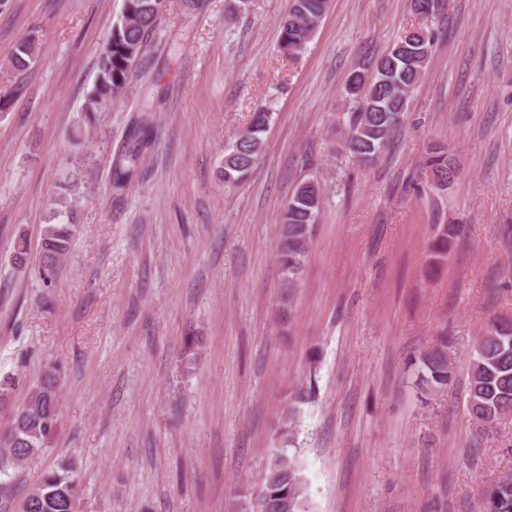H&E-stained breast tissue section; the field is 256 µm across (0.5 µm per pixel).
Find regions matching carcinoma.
I'll list each match as a JSON object with an SVG mask.
<instances>
[{
    "label": "carcinoma",
    "instance_id": "cac0c4a2",
    "mask_svg": "<svg viewBox=\"0 0 512 512\" xmlns=\"http://www.w3.org/2000/svg\"><path fill=\"white\" fill-rule=\"evenodd\" d=\"M329 7V0H290L280 25L278 46L288 57L300 55ZM164 0H124L121 18L112 25L106 45L97 57V76L84 103V118L93 122L112 96L128 85L132 69L143 57L159 28ZM411 11L420 17L433 14L439 0H410ZM436 36L428 28L408 29L400 42L414 43L419 53L403 60L388 52L376 63L369 78L355 72L348 95L359 100L356 111L348 113L343 149L361 163L374 160L387 146L407 111L410 93L421 82ZM40 47L34 39L18 43L11 66L19 73L38 59ZM151 106H144L130 130L129 144L115 163V183L126 182L142 149V135L150 130ZM272 120L267 108L252 112L245 130L224 148L220 180L226 185L241 182L249 173L262 146V134ZM426 168L436 182L448 184L456 167L442 148L433 149ZM323 189L314 179L300 182L288 198L280 216L278 259L282 269L284 293L291 296L302 266L308 257ZM79 198L70 193L56 194L49 203V222L43 228L39 274L51 278L70 251L76 228ZM30 248L25 235L15 241L11 262L17 269L29 264ZM418 387L428 394L442 392L451 377L448 337L440 336L434 346L418 360ZM58 381L54 370L47 371L31 389L25 404L17 409L12 424L0 441V472L14 468L38 455L58 420ZM467 411L477 428L491 427L512 417V321L501 320L481 336L473 347L468 380ZM297 410L289 406L279 427L285 447L277 449L274 460L265 468L260 489L250 507L254 512H302L305 481L288 447L294 445ZM484 512H512V477L504 475L482 491ZM24 512H80L78 483L71 469L62 465L49 471L42 481L30 487L22 501Z\"/></svg>",
    "mask_w": 512,
    "mask_h": 512
}]
</instances>
